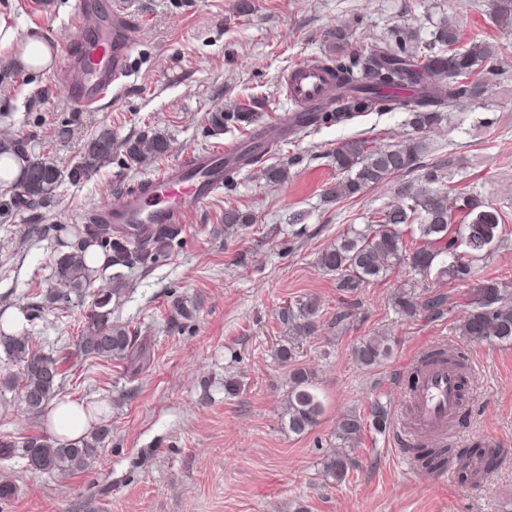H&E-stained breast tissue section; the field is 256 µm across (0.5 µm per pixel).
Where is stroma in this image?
<instances>
[{
  "instance_id": "1",
  "label": "stroma",
  "mask_w": 512,
  "mask_h": 512,
  "mask_svg": "<svg viewBox=\"0 0 512 512\" xmlns=\"http://www.w3.org/2000/svg\"><path fill=\"white\" fill-rule=\"evenodd\" d=\"M134 24L130 76L100 111L76 109L64 96L68 61L31 72L0 56V136H23L29 148L62 170L80 159L87 140L112 133V156L78 182L66 181L45 201L18 204L0 186V314L25 316L34 351L61 358L58 398L102 406L108 435L81 471L29 470L23 446L46 434L44 417L26 411L17 391L1 382L20 368L0 353V481L15 494L0 512H512V343H469L459 334L475 281L493 278L512 292V27L492 0H128ZM71 0H0V16L20 34L74 39ZM456 26L462 43L497 45L500 80L447 113L425 135L424 167L449 163L450 184L501 209L498 241L473 264L472 280L424 279L397 266L354 292L318 265L322 251L350 229L373 223L419 173L391 177L357 197L324 202L340 174L329 151L349 138L383 148L407 137L403 112L370 114L290 137L266 166L289 164L288 181L272 184L243 170L233 190L193 209L181 233L148 265L95 268L84 295H63L55 261L69 241L68 225L85 224L101 205L161 163L189 150L244 140L245 128L213 132V114L251 98L263 100L260 123L289 112L281 76L295 63L337 51L366 52L392 30L416 43L431 41L440 23ZM346 28L335 44L328 34ZM163 134L169 151L130 165L128 142ZM251 214L253 224L224 235V210ZM303 214L293 223L294 214ZM127 289L112 320L129 325L148 361L138 373L126 362L89 359L79 351L93 300L115 279ZM442 290L448 313L439 320L405 316L394 307L401 290ZM320 305L318 329L300 344L299 367L326 398L319 423L302 435L282 422L288 366L275 356L286 336L283 308L306 299ZM344 321H337V314ZM384 336L391 354L363 368L352 356L368 336ZM467 353L468 420L448 438L453 448H500L499 467L477 486L424 479L400 457L390 430L370 426L373 405L396 415L408 365L434 346ZM346 414L365 419L343 482L327 479L325 457L339 449L336 428Z\"/></svg>"
}]
</instances>
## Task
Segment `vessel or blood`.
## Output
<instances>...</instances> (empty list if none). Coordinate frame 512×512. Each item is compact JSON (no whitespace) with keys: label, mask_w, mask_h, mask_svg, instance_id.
I'll use <instances>...</instances> for the list:
<instances>
[{"label":"vessel or blood","mask_w":512,"mask_h":512,"mask_svg":"<svg viewBox=\"0 0 512 512\" xmlns=\"http://www.w3.org/2000/svg\"><path fill=\"white\" fill-rule=\"evenodd\" d=\"M103 13L104 23L90 38H78L77 51L69 58V75L64 84L67 98L79 109H99L104 100L118 94L129 71L133 51L130 18L115 6L101 8L98 0H73L70 22L75 29L87 26L88 18ZM286 99L294 106L285 119L266 127L267 146L287 138L298 126L299 114L326 101L334 93V80L318 62H301L282 77ZM242 144L207 151H190L175 163L160 167L133 187L116 204L103 205L101 220L135 238H148L162 226L187 224L191 211L224 187L226 167L247 168ZM460 408V377L444 363L421 367L414 387L406 389V422L397 424L402 439L413 434L442 435Z\"/></svg>","instance_id":"vessel-or-blood-1"}]
</instances>
